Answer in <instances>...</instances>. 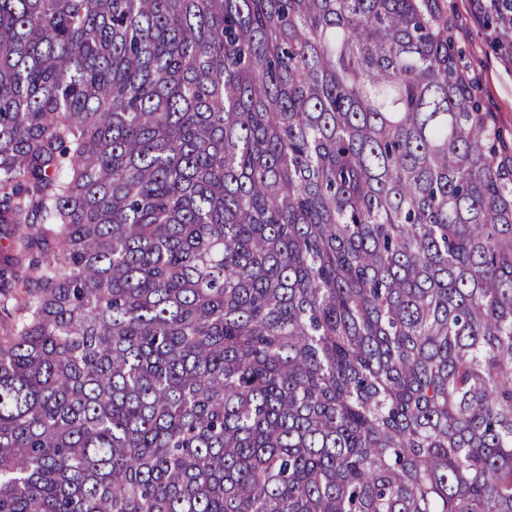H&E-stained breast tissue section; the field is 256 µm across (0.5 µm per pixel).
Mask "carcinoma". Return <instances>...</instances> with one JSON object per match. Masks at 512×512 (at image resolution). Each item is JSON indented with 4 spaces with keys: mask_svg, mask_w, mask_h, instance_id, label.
Instances as JSON below:
<instances>
[{
    "mask_svg": "<svg viewBox=\"0 0 512 512\" xmlns=\"http://www.w3.org/2000/svg\"><path fill=\"white\" fill-rule=\"evenodd\" d=\"M0 234V512H512L439 0H0Z\"/></svg>",
    "mask_w": 512,
    "mask_h": 512,
    "instance_id": "carcinoma-1",
    "label": "carcinoma"
}]
</instances>
